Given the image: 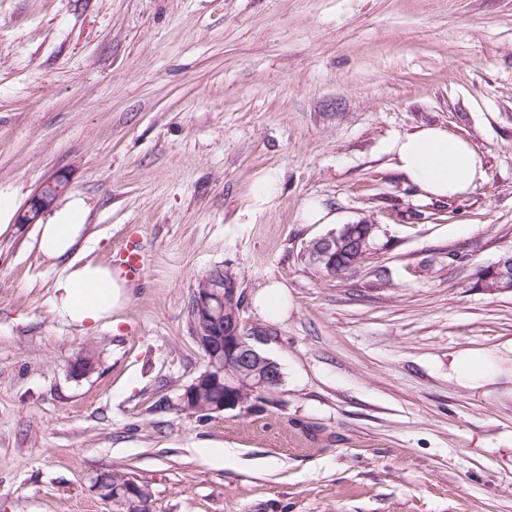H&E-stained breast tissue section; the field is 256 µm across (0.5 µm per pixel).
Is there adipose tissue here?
I'll list each match as a JSON object with an SVG mask.
<instances>
[{"label": "adipose tissue", "mask_w": 512, "mask_h": 512, "mask_svg": "<svg viewBox=\"0 0 512 512\" xmlns=\"http://www.w3.org/2000/svg\"><path fill=\"white\" fill-rule=\"evenodd\" d=\"M383 150L395 169L417 187L424 199H444L475 190L485 180L481 156L470 144L440 126H425L388 140ZM85 233L77 207L38 224L40 251L65 264L54 281L53 308L63 321L88 329L111 319L127 303L129 288L104 264L84 260L75 250ZM448 375L469 390L487 388L505 378L494 355L475 349L452 354Z\"/></svg>", "instance_id": "obj_1"}]
</instances>
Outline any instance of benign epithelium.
Here are the masks:
<instances>
[{
  "instance_id": "benign-epithelium-1",
  "label": "benign epithelium",
  "mask_w": 512,
  "mask_h": 512,
  "mask_svg": "<svg viewBox=\"0 0 512 512\" xmlns=\"http://www.w3.org/2000/svg\"><path fill=\"white\" fill-rule=\"evenodd\" d=\"M69 188V179L56 174L46 180L26 206L15 217L17 224H37ZM371 232L356 233L351 224L309 243L306 253L312 265L329 275L336 268V255L358 251L367 256L374 241ZM487 291L512 289V253L502 256L490 265V275L482 281ZM238 281L227 269L208 275L193 294L191 317L194 336L207 357V367L182 395V410L194 414L198 411L219 413L243 408L251 399L277 389L282 383L280 366L264 355L253 344L242 328L238 306ZM96 367L92 350H83L71 364V373L82 377ZM95 491L119 509L146 512L150 499L148 487L135 478L116 488L94 479Z\"/></svg>"
}]
</instances>
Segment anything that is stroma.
Listing matches in <instances>:
<instances>
[{
	"label": "stroma",
	"instance_id": "stroma-1",
	"mask_svg": "<svg viewBox=\"0 0 512 512\" xmlns=\"http://www.w3.org/2000/svg\"><path fill=\"white\" fill-rule=\"evenodd\" d=\"M423 126L468 140L485 182L421 199L382 145ZM60 172L90 258L136 235L152 263L118 324L83 329L34 226L0 234V512H115L103 469L151 512H512V398L448 377L461 349L512 358V290L475 286L512 252V0H0V199ZM312 198L335 224L303 223ZM357 222L371 258L310 264ZM217 267L283 381L191 416L190 306ZM272 284L285 313L256 304ZM356 228L361 226V229L368 230L372 224H345L338 231L314 239L309 243L306 253L312 265L317 267L320 271L328 275H334L333 269H336V275L342 274L347 271L348 267L353 263V255L341 256L336 260V254L341 252L351 253L358 251L364 256H367L374 249V241L370 240L371 233L376 236L378 230L377 226L373 224L372 228L358 236L353 225ZM103 475L113 486H117L116 489L112 491V486L106 485L98 475H96L94 479L95 491L104 500L113 503L118 509L124 508V510L119 511H134V509L149 511V508L146 507L148 506L146 502L150 499L151 495L146 485L131 477L125 485L118 486L127 475L115 472L112 469L103 470Z\"/></svg>",
	"mask_w": 512,
	"mask_h": 512
}]
</instances>
